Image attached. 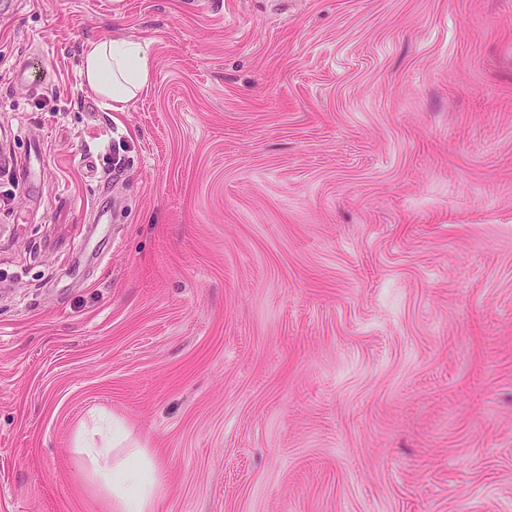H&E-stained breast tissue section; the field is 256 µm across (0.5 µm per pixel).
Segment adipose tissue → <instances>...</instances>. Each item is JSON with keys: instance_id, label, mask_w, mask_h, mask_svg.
Segmentation results:
<instances>
[{"instance_id": "1", "label": "adipose tissue", "mask_w": 512, "mask_h": 512, "mask_svg": "<svg viewBox=\"0 0 512 512\" xmlns=\"http://www.w3.org/2000/svg\"><path fill=\"white\" fill-rule=\"evenodd\" d=\"M150 61L144 41L104 39L90 42L83 56L82 72L87 84L119 111L146 88ZM86 454L102 464V485L112 496L115 512H151L155 468L143 450L129 449L117 459L107 448H90Z\"/></svg>"}]
</instances>
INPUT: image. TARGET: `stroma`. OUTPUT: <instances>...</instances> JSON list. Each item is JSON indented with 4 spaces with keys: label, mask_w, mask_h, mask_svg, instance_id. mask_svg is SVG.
I'll return each mask as SVG.
<instances>
[{
    "label": "stroma",
    "mask_w": 512,
    "mask_h": 512,
    "mask_svg": "<svg viewBox=\"0 0 512 512\" xmlns=\"http://www.w3.org/2000/svg\"><path fill=\"white\" fill-rule=\"evenodd\" d=\"M106 418L154 512H512V0L0 7V512ZM150 61L145 41L104 39L89 43L82 72L94 91L112 101V110L121 111L148 85Z\"/></svg>",
    "instance_id": "obj_1"
}]
</instances>
